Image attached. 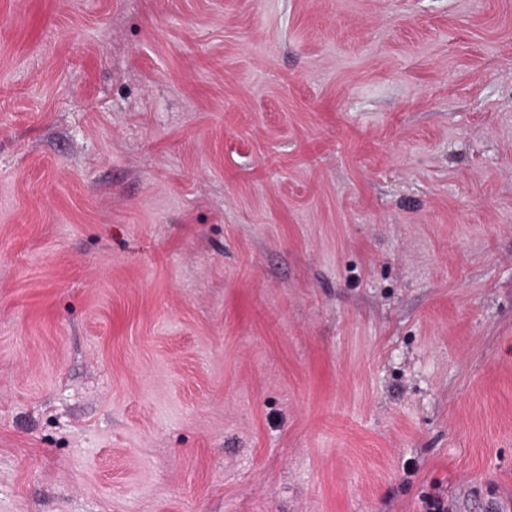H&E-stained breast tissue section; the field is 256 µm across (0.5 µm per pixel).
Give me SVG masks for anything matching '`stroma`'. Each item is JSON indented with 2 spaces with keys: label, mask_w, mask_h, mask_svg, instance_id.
I'll return each mask as SVG.
<instances>
[{
  "label": "stroma",
  "mask_w": 512,
  "mask_h": 512,
  "mask_svg": "<svg viewBox=\"0 0 512 512\" xmlns=\"http://www.w3.org/2000/svg\"><path fill=\"white\" fill-rule=\"evenodd\" d=\"M512 512V0H0V512Z\"/></svg>",
  "instance_id": "35a3bbf8"
}]
</instances>
